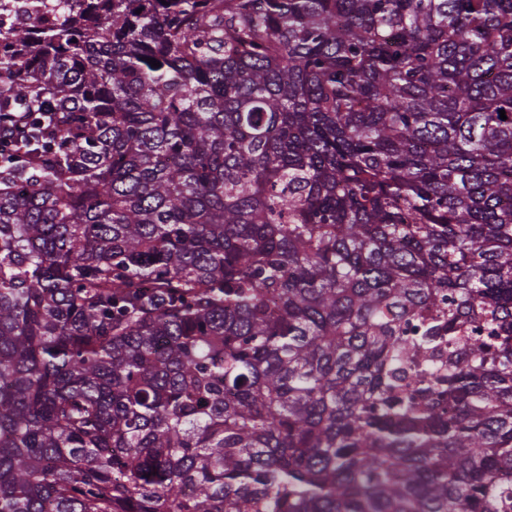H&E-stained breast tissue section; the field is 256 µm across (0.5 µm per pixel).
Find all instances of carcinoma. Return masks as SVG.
Masks as SVG:
<instances>
[{"label":"carcinoma","mask_w":512,"mask_h":512,"mask_svg":"<svg viewBox=\"0 0 512 512\" xmlns=\"http://www.w3.org/2000/svg\"><path fill=\"white\" fill-rule=\"evenodd\" d=\"M22 112L0 512H512V0H0Z\"/></svg>","instance_id":"cac0c4a2"}]
</instances>
